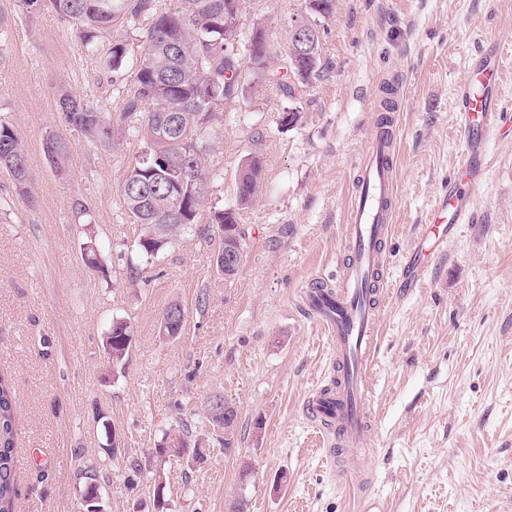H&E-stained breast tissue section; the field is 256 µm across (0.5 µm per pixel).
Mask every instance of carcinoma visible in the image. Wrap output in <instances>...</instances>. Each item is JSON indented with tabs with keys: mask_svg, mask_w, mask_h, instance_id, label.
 I'll use <instances>...</instances> for the list:
<instances>
[{
	"mask_svg": "<svg viewBox=\"0 0 512 512\" xmlns=\"http://www.w3.org/2000/svg\"><path fill=\"white\" fill-rule=\"evenodd\" d=\"M50 4L64 23L73 27L85 48L99 47L118 28L138 29L143 48L132 58L129 40L114 38L103 47L112 76L125 77L122 106L113 111L105 101L92 102L64 88L56 107L66 124L79 129L93 143L110 149L114 140L126 136L144 143L141 154L125 176L121 198L125 213L140 226L137 248L152 260L181 234L199 223L209 210L208 223L217 232L216 268L224 254V239L243 243L237 212L208 205L209 176L203 166V122L213 123L224 105L244 91L245 77L276 85L293 96L296 87L289 73L270 68V43L266 25L257 22L251 31L247 57L224 46V7L242 10V0H17L24 15H34ZM334 0H306L305 16L316 27L333 12ZM299 84L309 86L326 69L323 41L310 57H288ZM44 146L51 164L62 169L68 146L55 135ZM244 182L236 186V202L248 207L263 178L261 156L254 154L241 165ZM0 169L7 171L16 188L27 192L30 173L27 149L13 126L0 119ZM131 326L114 321L104 338V351L112 367L120 365L132 343ZM213 424L224 430V447L232 445L237 420L224 417L213 400L208 404ZM16 407L11 388L0 376V512H12L16 497L15 478Z\"/></svg>",
	"mask_w": 512,
	"mask_h": 512,
	"instance_id": "1",
	"label": "carcinoma"
}]
</instances>
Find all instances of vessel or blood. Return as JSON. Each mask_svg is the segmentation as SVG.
Masks as SVG:
<instances>
[{
	"instance_id": "vessel-or-blood-1",
	"label": "vessel or blood",
	"mask_w": 512,
	"mask_h": 512,
	"mask_svg": "<svg viewBox=\"0 0 512 512\" xmlns=\"http://www.w3.org/2000/svg\"><path fill=\"white\" fill-rule=\"evenodd\" d=\"M502 57L489 49L475 56L457 91L459 107L455 128L464 149L455 175L430 212L423 234L405 260L402 275L390 282L371 280L385 263L384 244L392 234L395 194V133L391 125L369 132L366 152L355 162L359 175L353 181L351 203L345 219L349 258L339 272L338 285L327 288L314 278L302 298L306 315L327 337L334 362L344 372L335 385H316L304 400V411L327 445L328 461L344 453L345 477L368 470L373 411L370 377L380 345L383 308L393 289L412 288L421 281L432 257L443 254L448 240L461 224L474 221L468 188L488 175L487 144L512 124V103L498 95Z\"/></svg>"
}]
</instances>
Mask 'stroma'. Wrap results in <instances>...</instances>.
<instances>
[{
	"instance_id": "stroma-1",
	"label": "stroma",
	"mask_w": 512,
	"mask_h": 512,
	"mask_svg": "<svg viewBox=\"0 0 512 512\" xmlns=\"http://www.w3.org/2000/svg\"><path fill=\"white\" fill-rule=\"evenodd\" d=\"M305 0H244L241 40L262 20L273 68L284 65L286 23ZM0 118L22 137L29 196L0 171V374L16 401L15 512H78L99 485L110 512H355L359 489L324 459L303 413L332 358L301 310L312 279L332 278L344 255L350 164L377 123L383 89L401 87L397 197L387 275L399 266L453 174L463 142L456 89L470 58L495 43L501 92L512 101V0H334L324 22V77L294 96L257 82L205 135L210 203L236 204L243 162L264 173L240 210L243 265L227 279L214 248L192 228L156 259L143 258L121 186L141 150L133 137L97 148L56 110L60 87L118 103L99 52L83 49L51 8L25 17L0 0ZM297 110L285 126L283 112ZM66 139L62 169L44 154ZM490 171L470 192L476 221L463 224L418 288L396 293L382 319L371 379L375 428L370 491L385 512H512V133L490 141ZM86 203L79 216L73 201ZM96 241L104 265L88 268ZM185 326L161 334L167 306ZM133 341L112 372L103 340L112 320ZM223 396L238 409L232 447L208 419ZM119 446L108 455L106 430ZM180 431L186 457L154 459ZM153 460L131 478L127 461ZM250 478H243V470ZM168 484L157 510L154 472Z\"/></svg>"
}]
</instances>
